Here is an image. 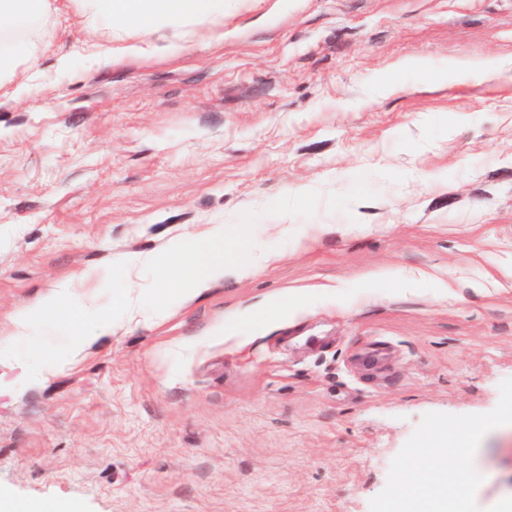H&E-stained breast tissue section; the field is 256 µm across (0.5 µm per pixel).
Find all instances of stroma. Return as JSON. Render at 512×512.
I'll return each mask as SVG.
<instances>
[{
    "label": "stroma",
    "instance_id": "obj_1",
    "mask_svg": "<svg viewBox=\"0 0 512 512\" xmlns=\"http://www.w3.org/2000/svg\"><path fill=\"white\" fill-rule=\"evenodd\" d=\"M0 86V495L79 512H381L438 433L465 512L512 501V0H224L90 31L51 0ZM139 45L104 61L92 45ZM70 66L58 70L61 56ZM419 58L443 76L401 69ZM206 224L281 260L66 364L128 266ZM112 270L93 284L84 273ZM390 271L387 279L374 271ZM448 281L447 295L422 282ZM81 314L10 336L61 285ZM300 288L250 336L238 310Z\"/></svg>",
    "mask_w": 512,
    "mask_h": 512
}]
</instances>
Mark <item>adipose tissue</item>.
Returning a JSON list of instances; mask_svg holds the SVG:
<instances>
[{
    "label": "adipose tissue",
    "instance_id": "1",
    "mask_svg": "<svg viewBox=\"0 0 512 512\" xmlns=\"http://www.w3.org/2000/svg\"><path fill=\"white\" fill-rule=\"evenodd\" d=\"M92 28L108 31L135 30L149 35L174 21L198 25H223L224 0H77ZM49 11V0H0V82L13 79L21 64H34L37 58L32 33L38 32ZM27 37H20V30ZM224 227L211 224L191 236L173 239L158 255H146L140 262L152 266L157 274L153 291L156 300L150 314H143L137 295L126 294L117 309L119 319H107L86 327L72 339L73 355L95 343L99 337L111 334L117 324H131L163 320L168 311L170 296L190 301L220 281L240 280L258 270L275 264L279 251L264 249L250 256L248 261L225 259L222 250ZM71 292L68 287L56 288L38 302L18 313L12 321V333L26 336L48 315L70 310ZM442 467L429 466L426 479L405 488L401 498L429 508L430 512H444L448 496L455 486Z\"/></svg>",
    "mask_w": 512,
    "mask_h": 512
}]
</instances>
